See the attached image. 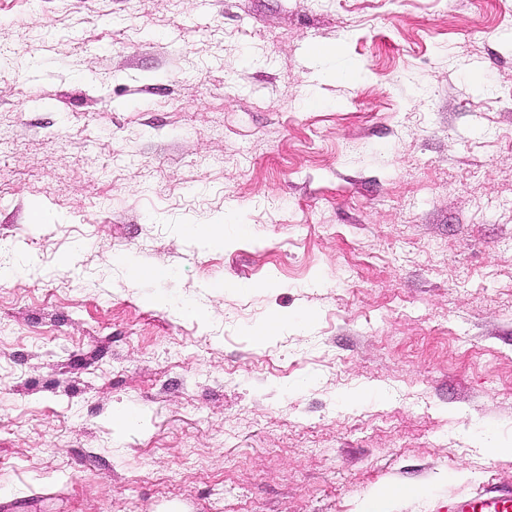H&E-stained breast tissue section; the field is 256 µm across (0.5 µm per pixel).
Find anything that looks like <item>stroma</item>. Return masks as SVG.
<instances>
[{
  "mask_svg": "<svg viewBox=\"0 0 512 512\" xmlns=\"http://www.w3.org/2000/svg\"><path fill=\"white\" fill-rule=\"evenodd\" d=\"M0 245L28 512L512 485V0H0Z\"/></svg>",
  "mask_w": 512,
  "mask_h": 512,
  "instance_id": "stroma-1",
  "label": "stroma"
}]
</instances>
